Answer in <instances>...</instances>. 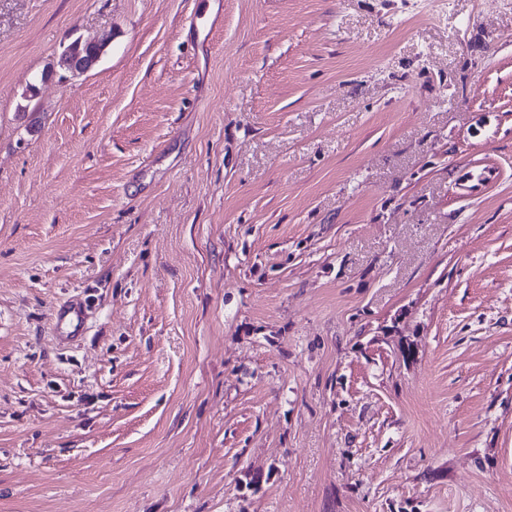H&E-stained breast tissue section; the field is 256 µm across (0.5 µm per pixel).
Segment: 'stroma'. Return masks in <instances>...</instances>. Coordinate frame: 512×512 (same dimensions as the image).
Segmentation results:
<instances>
[{"label": "stroma", "instance_id": "obj_1", "mask_svg": "<svg viewBox=\"0 0 512 512\" xmlns=\"http://www.w3.org/2000/svg\"><path fill=\"white\" fill-rule=\"evenodd\" d=\"M0 512H512V0H0ZM99 58L91 55L82 57L80 54H73L67 50L61 54L56 65L62 71L75 76L91 69Z\"/></svg>", "mask_w": 512, "mask_h": 512}]
</instances>
